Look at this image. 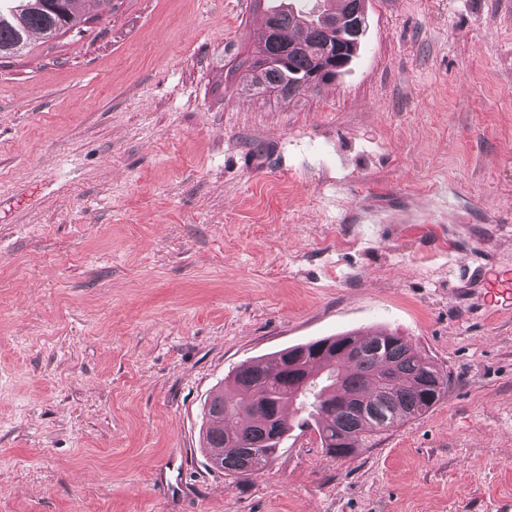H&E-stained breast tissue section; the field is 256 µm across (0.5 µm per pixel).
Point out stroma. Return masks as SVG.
Here are the masks:
<instances>
[{"label": "stroma", "mask_w": 512, "mask_h": 512, "mask_svg": "<svg viewBox=\"0 0 512 512\" xmlns=\"http://www.w3.org/2000/svg\"><path fill=\"white\" fill-rule=\"evenodd\" d=\"M335 82L237 93L254 0H91L0 58V512H487L512 499V0H366ZM387 328L448 375L348 458L200 450L240 364Z\"/></svg>", "instance_id": "1"}]
</instances>
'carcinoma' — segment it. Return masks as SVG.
Returning <instances> with one entry per match:
<instances>
[{"mask_svg":"<svg viewBox=\"0 0 512 512\" xmlns=\"http://www.w3.org/2000/svg\"><path fill=\"white\" fill-rule=\"evenodd\" d=\"M86 0H7L0 5V58L17 56L31 37L47 41L80 26ZM264 36L235 65L244 86L264 85L292 99L301 88L336 79L356 55L365 0H314L310 8L270 0ZM360 20L349 33L336 18ZM296 28L302 42L285 40ZM230 394L215 392L204 408L202 451L227 476L263 471L291 430L285 414L300 415L326 452L346 458L397 424L426 414L448 390V375L405 337L385 329L321 338L282 349L267 361L245 362L231 375Z\"/></svg>","mask_w":512,"mask_h":512,"instance_id":"carcinoma-1","label":"carcinoma"}]
</instances>
